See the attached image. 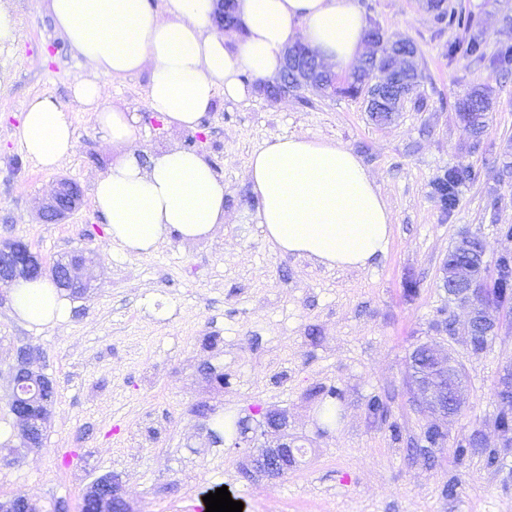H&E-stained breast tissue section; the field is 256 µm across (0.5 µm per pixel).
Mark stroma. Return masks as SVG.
Returning <instances> with one entry per match:
<instances>
[{
	"label": "stroma",
	"instance_id": "stroma-1",
	"mask_svg": "<svg viewBox=\"0 0 512 512\" xmlns=\"http://www.w3.org/2000/svg\"><path fill=\"white\" fill-rule=\"evenodd\" d=\"M12 45L0 47V243L20 240L45 265L77 252L98 259L97 280L73 298L55 327L20 321L10 288L0 289V426L14 427L6 371L17 349H33L55 403L44 448L14 456L0 444V499L25 496L46 512H81L86 489L117 478L133 512H192L227 487L242 512H512V432L496 426L498 390L512 373V302L479 352L465 334L469 310L442 286L448 252L462 235L485 245L497 273L512 256V69L492 61L512 46V0H447L472 13L485 57L449 53L461 33L436 22L423 0H358L366 23L418 50L424 107L406 102L376 124L364 98L306 90L277 100L217 99L201 121L198 149L224 179L225 220L205 239L177 236L148 254L108 239L92 205L95 180L113 156L100 145L93 113L72 99L83 72L49 15L10 0ZM113 103L140 117L145 151L186 146L147 109L142 76L106 83ZM491 90L481 133L458 116L473 88ZM56 96L72 114L78 147L54 171L25 153L17 130L29 98ZM301 134L350 149L374 175L393 218L385 255L366 269L327 268L280 253L256 222L247 178L250 155L275 138ZM453 168L470 180L443 209L436 181ZM76 182L81 207L56 224L38 206L59 179ZM434 343L458 360L468 389L442 420L445 440L424 438L430 413L414 401L410 357ZM224 374L209 377V367ZM336 388V420L322 419L319 389ZM383 402L384 416L369 409ZM208 415H200L199 405ZM288 412L296 466L282 478L242 473L265 444L262 413ZM249 418L253 438L213 446L220 416ZM486 440L497 456L457 459L459 445Z\"/></svg>",
	"mask_w": 512,
	"mask_h": 512
}]
</instances>
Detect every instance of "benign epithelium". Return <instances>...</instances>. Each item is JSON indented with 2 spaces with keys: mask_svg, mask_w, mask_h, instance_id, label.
<instances>
[{
  "mask_svg": "<svg viewBox=\"0 0 512 512\" xmlns=\"http://www.w3.org/2000/svg\"><path fill=\"white\" fill-rule=\"evenodd\" d=\"M372 51L362 59V66L373 69V77L367 85V109L379 110L386 100L397 98V105L407 99V93L388 88L383 74L376 70L382 56L381 45L371 44ZM336 86V75L328 70L319 54L302 41L284 51L283 67L275 81L263 85L267 96L276 100L282 95L301 88L327 92ZM82 205V192L71 180H61L51 198L40 209V219L46 223H57L76 211ZM459 260L445 271L443 285L448 295L467 305L470 309L467 335L468 340L484 333V329L495 327L492 312L499 307L484 298L487 279L483 258H475L480 251L478 239L465 237L457 245ZM96 261L84 255L73 256L52 266L46 271L41 258L21 241L0 244V286H11L20 278H31L51 274L83 291L91 287ZM415 360L411 365V378L419 404L433 415L448 418L456 414L467 400V392L461 370L456 360L447 351L433 343H427L414 351ZM34 354L27 348L16 351L9 367L12 386L11 413L17 424L21 448L28 452H39L44 447V435L40 431V420L32 417L42 387L53 384L52 379L32 368ZM265 427L281 433L288 428V413L282 410H268L264 414ZM295 465L293 449L288 442L278 439L252 457V473L271 480L281 478Z\"/></svg>",
  "mask_w": 512,
  "mask_h": 512,
  "instance_id": "benign-epithelium-1",
  "label": "benign epithelium"
}]
</instances>
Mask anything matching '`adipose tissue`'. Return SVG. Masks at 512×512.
Instances as JSON below:
<instances>
[{
	"instance_id": "obj_1",
	"label": "adipose tissue",
	"mask_w": 512,
	"mask_h": 512,
	"mask_svg": "<svg viewBox=\"0 0 512 512\" xmlns=\"http://www.w3.org/2000/svg\"><path fill=\"white\" fill-rule=\"evenodd\" d=\"M48 0L57 31L85 68L72 96L120 155L96 179L93 205L112 243L145 254L171 235L195 241L224 222V180L197 151L167 147L142 158L137 113L109 104L103 77L147 74V107L168 130L198 129L217 97L240 102L253 81L274 78L283 50L301 40L333 69L362 52L357 0H235L244 35L219 29L212 0ZM19 140L44 170L75 151L72 118L50 95L30 98ZM264 236L284 254L329 268L365 269L384 255L392 216L374 177L349 149L293 134L252 153L247 168ZM17 317L37 327L69 317L65 293L45 279L12 286Z\"/></svg>"
}]
</instances>
